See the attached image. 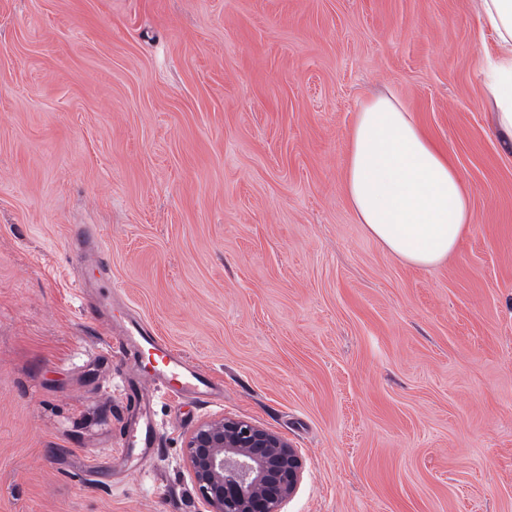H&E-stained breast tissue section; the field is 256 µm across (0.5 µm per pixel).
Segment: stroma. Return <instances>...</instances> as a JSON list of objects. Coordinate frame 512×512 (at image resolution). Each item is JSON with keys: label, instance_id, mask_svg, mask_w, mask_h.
Returning a JSON list of instances; mask_svg holds the SVG:
<instances>
[{"label": "stroma", "instance_id": "obj_1", "mask_svg": "<svg viewBox=\"0 0 512 512\" xmlns=\"http://www.w3.org/2000/svg\"><path fill=\"white\" fill-rule=\"evenodd\" d=\"M478 0H0V512H203L185 439L298 448L285 512H512V154ZM399 98L475 222L405 264L342 192L361 102ZM96 225L119 303L82 312ZM154 324L224 400L143 388ZM151 400L160 446L124 444ZM68 250L70 253L80 257L83 262L88 257H92L99 268H106L102 259L104 252L102 240L95 229L71 234L68 238Z\"/></svg>", "mask_w": 512, "mask_h": 512}]
</instances>
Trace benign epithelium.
<instances>
[{"instance_id": "7a95c632", "label": "benign epithelium", "mask_w": 512, "mask_h": 512, "mask_svg": "<svg viewBox=\"0 0 512 512\" xmlns=\"http://www.w3.org/2000/svg\"><path fill=\"white\" fill-rule=\"evenodd\" d=\"M185 450L207 512H283L304 473L286 439L231 416L201 422Z\"/></svg>"}]
</instances>
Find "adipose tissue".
I'll return each mask as SVG.
<instances>
[{"instance_id": "obj_1", "label": "adipose tissue", "mask_w": 512, "mask_h": 512, "mask_svg": "<svg viewBox=\"0 0 512 512\" xmlns=\"http://www.w3.org/2000/svg\"><path fill=\"white\" fill-rule=\"evenodd\" d=\"M480 9L496 37L485 64V92L502 139L512 143V0H480ZM343 190L367 234L416 267L446 260L473 222L457 166L392 95L361 103Z\"/></svg>"}]
</instances>
